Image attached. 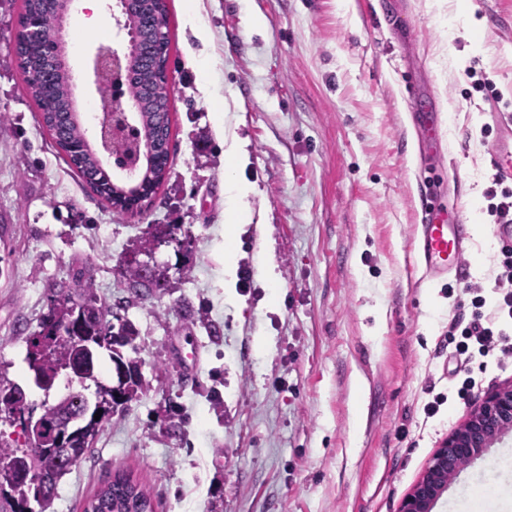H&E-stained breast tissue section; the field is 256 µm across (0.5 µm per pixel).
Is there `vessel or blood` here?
I'll return each instance as SVG.
<instances>
[{
  "instance_id": "vessel-or-blood-1",
  "label": "vessel or blood",
  "mask_w": 512,
  "mask_h": 512,
  "mask_svg": "<svg viewBox=\"0 0 512 512\" xmlns=\"http://www.w3.org/2000/svg\"><path fill=\"white\" fill-rule=\"evenodd\" d=\"M411 120L422 144L442 148L441 131L435 113L413 109ZM490 152L501 181L512 182V119L502 122ZM468 227L457 209L445 208L435 200L423 204L413 236V249L426 277L444 279L463 269Z\"/></svg>"
}]
</instances>
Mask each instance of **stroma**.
Instances as JSON below:
<instances>
[{"label": "stroma", "mask_w": 512, "mask_h": 512, "mask_svg": "<svg viewBox=\"0 0 512 512\" xmlns=\"http://www.w3.org/2000/svg\"><path fill=\"white\" fill-rule=\"evenodd\" d=\"M164 2L170 170L145 211L120 216L43 128L13 50L21 0H0V370L41 415L27 338L81 271L136 327L124 354L143 376L48 512H83L119 468L154 512H399L470 406L512 384V356H492L468 402L425 412L455 384L448 326L470 313L463 286L492 289L497 274L484 192L496 175L489 111L512 114V0H469L466 16L456 0H197L195 26L185 0ZM101 27L108 37L84 31L75 10L64 23L81 105L97 96L96 50L126 38L110 15ZM424 101L443 115L442 198L486 229L470 235L451 284L425 279L412 246L425 171L410 110ZM232 136L246 142L238 175L253 191L228 288ZM153 224L179 227L154 253L170 286L131 304L119 265ZM506 457L512 436L433 512H512Z\"/></svg>", "instance_id": "1"}]
</instances>
